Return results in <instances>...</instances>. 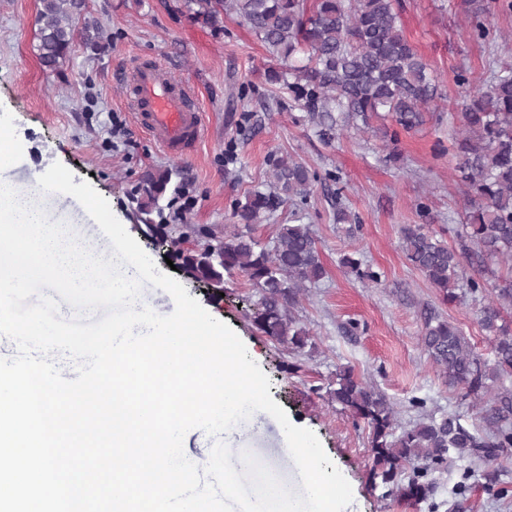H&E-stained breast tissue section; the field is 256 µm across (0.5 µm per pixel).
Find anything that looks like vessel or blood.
<instances>
[{
    "instance_id": "b4317fda",
    "label": "vessel or blood",
    "mask_w": 512,
    "mask_h": 512,
    "mask_svg": "<svg viewBox=\"0 0 512 512\" xmlns=\"http://www.w3.org/2000/svg\"><path fill=\"white\" fill-rule=\"evenodd\" d=\"M133 72L126 95L137 123L169 149L180 153L192 149L202 134V124L191 92L181 82L165 77L155 63L136 62Z\"/></svg>"
}]
</instances>
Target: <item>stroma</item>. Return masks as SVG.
<instances>
[{
  "label": "stroma",
  "mask_w": 512,
  "mask_h": 512,
  "mask_svg": "<svg viewBox=\"0 0 512 512\" xmlns=\"http://www.w3.org/2000/svg\"><path fill=\"white\" fill-rule=\"evenodd\" d=\"M182 0H88L87 18L102 36L103 51L76 43L56 71L46 70L36 50L39 0H0V137L16 149L0 178L24 187L56 162L74 183L90 182L107 200L130 235L138 230L128 193L140 172L159 165L176 168L182 184L173 209L181 223L223 232L233 224V205L247 191L264 188L268 157L292 155L318 172L308 205L280 207L254 233L274 237L277 225H311L321 250L325 277L302 297L296 314L314 343L303 354L256 333L248 318L256 292L241 275L226 277L215 301L207 288L185 282L202 307L226 323L271 381L269 392L294 425L311 430L350 483L352 512H512V448L490 461L472 464L469 479L459 467L432 471V496L412 506L385 496L372 483L373 460L364 426L329 399L326 386L337 367L349 366L394 406L401 425L423 412L456 414L471 429L484 430L478 409L449 387L420 343L422 312L435 308L463 331L483 360L493 358L490 341L470 305L442 303L438 292L413 269L400 249L404 224H425L449 247L460 248L454 230L464 211L455 182L450 113L459 111L469 84L490 78L512 62V9L493 15L502 37L480 43L469 37L463 0H403L407 38L436 71L447 98L418 129L399 134L398 164L386 160L382 121L368 132H345L325 144L301 121L303 109L267 82L269 55L240 18L224 19L223 34L193 24L180 10ZM155 61L193 92L203 117L201 141L178 157L138 126L124 101V87L137 59ZM359 219L352 236L335 222L337 205ZM54 221L78 237L109 247L98 225L89 223L74 197L42 199ZM352 254L380 275L373 283L341 267ZM291 371H284V364ZM423 407H416V400ZM234 445L251 452L288 488L301 479L285 446L281 425L264 412L238 423ZM500 474V488L484 484V472ZM467 490H460V482Z\"/></svg>",
  "instance_id": "1"
}]
</instances>
